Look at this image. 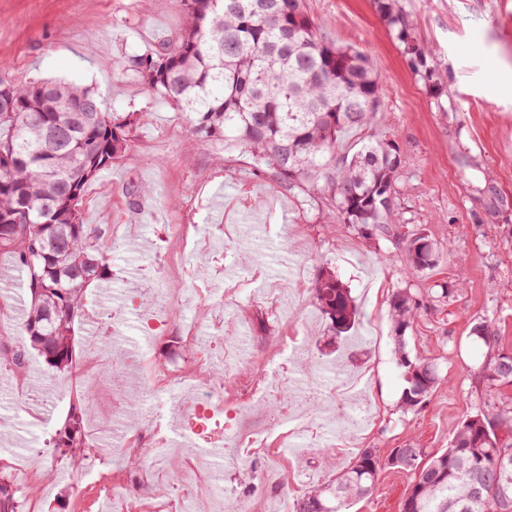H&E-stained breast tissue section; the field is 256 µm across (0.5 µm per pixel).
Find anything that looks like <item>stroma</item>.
Wrapping results in <instances>:
<instances>
[{
	"label": "stroma",
	"instance_id": "1",
	"mask_svg": "<svg viewBox=\"0 0 512 512\" xmlns=\"http://www.w3.org/2000/svg\"><path fill=\"white\" fill-rule=\"evenodd\" d=\"M410 31L425 49L413 70L397 27L374 0H307L323 36L364 51L381 83L372 131L388 132L405 161L399 204L409 230H421L442 250L431 271L409 274L400 248L372 240L351 224H328L321 206L271 175L255 173L241 149L214 140L189 141L176 111L149 92L131 66L134 56L179 33L188 17L180 0H0V77L46 80L90 88L107 112L148 113L134 127L121 162L85 188L82 214L110 249L111 301L92 283L74 323L75 364L91 354L99 321L112 320L111 347L123 350L128 370L145 354L157 366L177 360L194 369L191 351L172 356L166 339L148 341L141 322L161 289L178 286L172 322L213 334L209 297L234 289L223 309L224 333L244 350L274 354L290 338L316 357L325 387L336 383V362L366 370L363 399L376 406L369 423L337 434L300 465L286 442L232 458L228 448L196 449L217 476L222 494L267 512H292L294 499L332 481L361 448L381 454L405 443L433 454L447 448L458 425L486 395L473 371L484 360L471 334L485 323L512 353V0H398ZM12 254L0 253V339L21 348L18 321L31 293ZM334 270L361 311L357 336H330L311 295L279 314L267 301L272 283L303 272L313 284L320 268ZM423 296L426 308L398 348L391 297ZM435 363L439 386L423 408L405 409L401 353ZM27 387L0 379V479L36 499L40 512H113L122 490L120 467L105 450L113 443L112 394L90 389L93 411L85 431L94 450L81 469L53 458V434L67 418L75 392L30 354ZM411 476L382 471L373 495L351 512H399Z\"/></svg>",
	"mask_w": 512,
	"mask_h": 512
}]
</instances>
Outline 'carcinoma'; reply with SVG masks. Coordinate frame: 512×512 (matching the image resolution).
Here are the masks:
<instances>
[{
    "label": "carcinoma",
    "instance_id": "carcinoma-1",
    "mask_svg": "<svg viewBox=\"0 0 512 512\" xmlns=\"http://www.w3.org/2000/svg\"><path fill=\"white\" fill-rule=\"evenodd\" d=\"M181 0L189 17L181 33L135 57L144 87L178 111L194 139L240 147L290 191L324 203L327 222L355 224L365 237L393 239L418 273L433 269L437 245L428 235L399 231L398 183L404 160L394 140L375 133L343 150V138L368 127L380 105L381 86L366 56L326 41L306 0ZM389 24L399 27L405 53L425 65V53L407 31L396 0H377ZM148 119L102 111L87 88L65 83L24 84L0 80V252L11 253L29 282L31 303L20 320L30 346L58 372L71 370L73 322L84 288L107 277L109 256L98 229L83 223L84 188L127 153L133 125ZM313 301L338 337L360 318L350 289L330 269L319 271ZM423 302L409 291L391 298V317L408 386L407 409L422 407L438 385L434 364L411 359L404 333ZM487 348L476 378L487 391L512 385V354L477 324ZM91 399L78 398L55 431L60 461L81 465L92 448L82 434ZM394 448L385 458L361 448L333 483L313 488L293 512H346L374 492L381 470L412 475L400 512H512V407L490 399L466 417L448 448L423 459L408 449L402 463ZM482 486L475 496L474 485ZM0 512H21L11 486L0 483Z\"/></svg>",
    "mask_w": 512,
    "mask_h": 512
}]
</instances>
